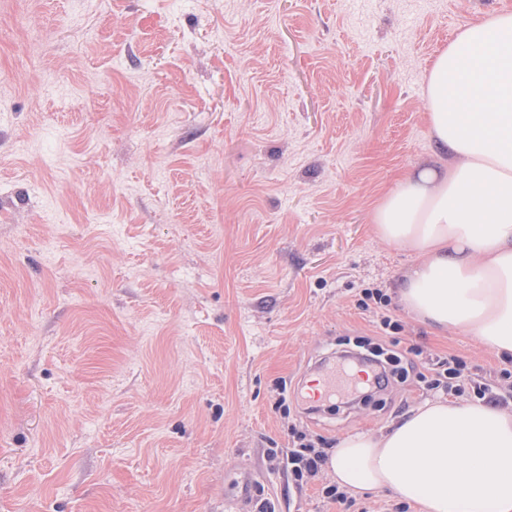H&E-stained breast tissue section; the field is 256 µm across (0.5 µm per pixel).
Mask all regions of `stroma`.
I'll list each match as a JSON object with an SVG mask.
<instances>
[{
  "label": "stroma",
  "instance_id": "obj_1",
  "mask_svg": "<svg viewBox=\"0 0 512 512\" xmlns=\"http://www.w3.org/2000/svg\"><path fill=\"white\" fill-rule=\"evenodd\" d=\"M512 0H0V512H421L328 501L267 460L436 399L416 379L306 414L322 357L506 362L396 296L371 211L433 160L428 73ZM288 385L289 410L276 404ZM364 299L360 305L366 311L372 313L375 327L380 330L379 335H391L400 332L403 327L399 320L394 319L388 313L389 299L381 289H364ZM370 301L372 304H369Z\"/></svg>",
  "mask_w": 512,
  "mask_h": 512
}]
</instances>
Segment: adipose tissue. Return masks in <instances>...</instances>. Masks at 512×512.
Segmentation results:
<instances>
[{
	"instance_id": "obj_1",
	"label": "adipose tissue",
	"mask_w": 512,
	"mask_h": 512,
	"mask_svg": "<svg viewBox=\"0 0 512 512\" xmlns=\"http://www.w3.org/2000/svg\"><path fill=\"white\" fill-rule=\"evenodd\" d=\"M436 159L373 209L375 235L413 264L416 318L512 356V12L461 29L428 75ZM339 489L389 490L424 512H512V409L438 399L340 441Z\"/></svg>"
}]
</instances>
